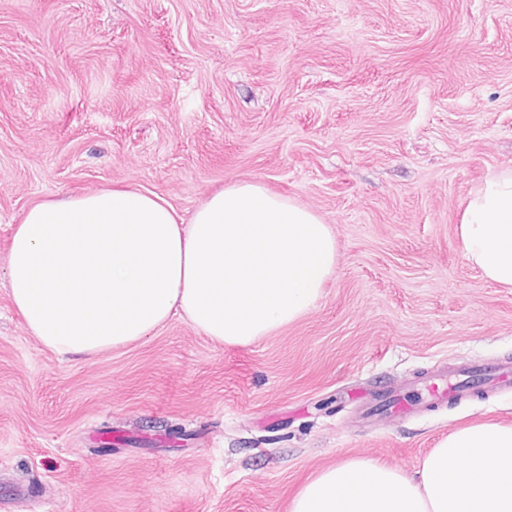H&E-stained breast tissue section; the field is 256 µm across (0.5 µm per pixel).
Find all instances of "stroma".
<instances>
[{
  "mask_svg": "<svg viewBox=\"0 0 512 512\" xmlns=\"http://www.w3.org/2000/svg\"><path fill=\"white\" fill-rule=\"evenodd\" d=\"M512 169V0H0V512H287L349 456L416 468L512 424V390L388 423L439 371L512 361V289L455 228ZM258 182L331 224L313 308L248 346L180 318L85 359L27 332L7 283L32 205L112 187L190 217Z\"/></svg>",
  "mask_w": 512,
  "mask_h": 512,
  "instance_id": "obj_1",
  "label": "stroma"
}]
</instances>
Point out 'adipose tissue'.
I'll use <instances>...</instances> for the list:
<instances>
[{"mask_svg":"<svg viewBox=\"0 0 512 512\" xmlns=\"http://www.w3.org/2000/svg\"><path fill=\"white\" fill-rule=\"evenodd\" d=\"M457 237L467 262L512 288V171L486 178ZM335 266L336 240L318 214L241 182L187 220L128 189L38 203L13 230L7 275L41 345L92 358L176 315L215 343L250 345L306 315ZM288 512H512V425L452 431L411 472L343 459L308 478Z\"/></svg>","mask_w":512,"mask_h":512,"instance_id":"adipose-tissue-1","label":"adipose tissue"}]
</instances>
